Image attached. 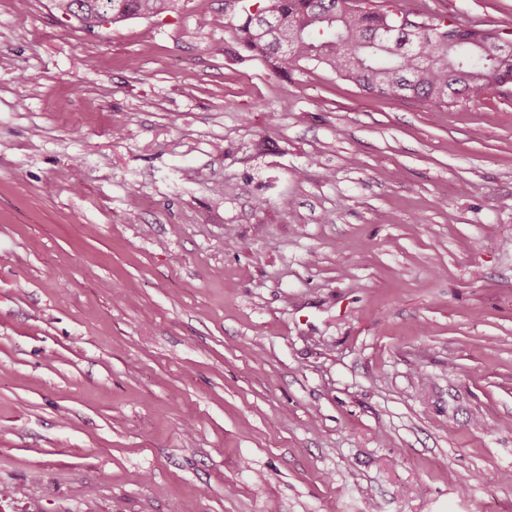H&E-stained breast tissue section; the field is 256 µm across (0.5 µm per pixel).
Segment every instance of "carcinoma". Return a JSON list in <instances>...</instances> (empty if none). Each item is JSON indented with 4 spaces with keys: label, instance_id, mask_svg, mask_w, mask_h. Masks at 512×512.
Returning a JSON list of instances; mask_svg holds the SVG:
<instances>
[{
    "label": "carcinoma",
    "instance_id": "cac0c4a2",
    "mask_svg": "<svg viewBox=\"0 0 512 512\" xmlns=\"http://www.w3.org/2000/svg\"><path fill=\"white\" fill-rule=\"evenodd\" d=\"M62 14L92 30L137 15L175 12L182 0H53ZM234 42L282 75L301 62L323 65L388 99L442 103L477 98L512 83V58L488 61L499 38L485 29L437 21L402 26L389 11L352 0H259L230 27Z\"/></svg>",
    "mask_w": 512,
    "mask_h": 512
}]
</instances>
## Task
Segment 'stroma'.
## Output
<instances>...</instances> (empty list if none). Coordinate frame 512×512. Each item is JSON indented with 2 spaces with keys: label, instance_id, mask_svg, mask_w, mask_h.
I'll return each instance as SVG.
<instances>
[{
  "label": "stroma",
  "instance_id": "obj_1",
  "mask_svg": "<svg viewBox=\"0 0 512 512\" xmlns=\"http://www.w3.org/2000/svg\"><path fill=\"white\" fill-rule=\"evenodd\" d=\"M255 2L0 0V512H512V88L277 75ZM183 0H53L63 15L75 17L92 30L105 23L115 24L137 15L175 12Z\"/></svg>",
  "mask_w": 512,
  "mask_h": 512
}]
</instances>
